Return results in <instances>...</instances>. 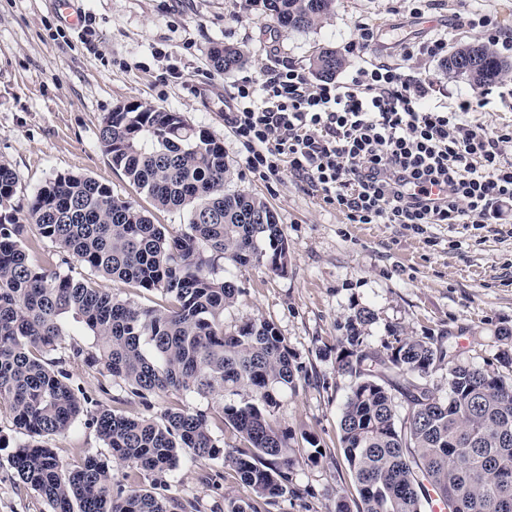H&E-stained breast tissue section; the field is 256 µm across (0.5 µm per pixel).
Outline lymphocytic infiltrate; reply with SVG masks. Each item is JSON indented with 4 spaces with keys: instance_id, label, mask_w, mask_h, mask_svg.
Listing matches in <instances>:
<instances>
[{
    "instance_id": "lymphocytic-infiltrate-1",
    "label": "lymphocytic infiltrate",
    "mask_w": 512,
    "mask_h": 512,
    "mask_svg": "<svg viewBox=\"0 0 512 512\" xmlns=\"http://www.w3.org/2000/svg\"><path fill=\"white\" fill-rule=\"evenodd\" d=\"M430 80L386 62L313 83L290 64L237 84L226 120L261 177L289 171L352 224L482 230L512 223V128L472 117L483 102L430 104Z\"/></svg>"
}]
</instances>
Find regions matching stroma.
<instances>
[{"label": "stroma", "instance_id": "35a3bbf8", "mask_svg": "<svg viewBox=\"0 0 512 512\" xmlns=\"http://www.w3.org/2000/svg\"><path fill=\"white\" fill-rule=\"evenodd\" d=\"M477 8L496 18L503 37L512 40V0H430L421 17L413 14L411 0H336L334 13L305 31L281 28L253 0H0V160L17 176V202L27 203L55 175L80 173L150 208L154 223L181 229L185 212L151 209L101 146L103 116L138 101L208 130L224 145L229 189L261 197L276 213L288 241L285 271H271L264 262L224 268L242 290L224 312L226 329L253 317L273 321L299 367L296 388L281 399L276 419L293 435V485L302 494L279 498L271 512H327L332 489L348 501L359 498L338 445L341 406L357 376L336 369L341 326L358 309L374 315L365 350L384 352L398 335L431 336L458 362L512 382V236L469 233L451 224H434L418 235L398 224L348 223L289 173L269 181L253 174L224 119V102L235 84L260 77L276 59L305 70L315 51L326 47L344 52L348 66H355L358 58L347 48L365 23L377 33L368 57L407 63L433 81L434 102L456 106L477 90L473 84L449 76L440 61L404 60L402 49L426 40L435 28L447 31L452 48L482 42L479 30L465 25ZM84 13L94 20L90 42L66 20ZM222 42L245 49L248 64L214 69L208 50ZM172 67L180 78L168 77ZM479 90L484 106L477 120L493 132L512 126V74ZM92 342L79 330L61 340L58 354L72 383L116 412L144 414L121 381L100 391L98 372L73 357V348ZM22 440L0 405V512H50L15 477L11 456ZM49 445L69 465L105 449L83 415ZM316 445L326 448L327 457L315 464L308 455ZM164 493L194 503L197 512H224L225 498L250 491L223 458L185 455Z\"/></svg>", "mask_w": 512, "mask_h": 512}]
</instances>
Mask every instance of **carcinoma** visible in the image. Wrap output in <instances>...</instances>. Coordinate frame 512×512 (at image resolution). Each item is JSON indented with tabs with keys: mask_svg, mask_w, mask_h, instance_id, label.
<instances>
[{
	"mask_svg": "<svg viewBox=\"0 0 512 512\" xmlns=\"http://www.w3.org/2000/svg\"><path fill=\"white\" fill-rule=\"evenodd\" d=\"M278 24L307 30L331 15L336 0H252ZM477 54L463 74L458 59ZM218 71L248 61L234 45L210 50ZM345 59L333 48L312 58L316 77L335 78ZM444 68L476 86L512 72V62L483 44L459 47ZM100 142L119 169L159 210L188 214L171 232L148 210L116 196L112 188L81 174L49 178L18 210L17 176L0 160V404H5L23 443L12 467L24 487L40 495L52 512H183L185 506L145 488L139 475L171 474L181 455L215 459L214 430L229 429L243 443L224 452V465L251 489L230 499L224 512H270L291 493L296 459L288 432L275 424L281 398L296 388L299 367L275 324L253 318L224 327V310L241 289L218 277L219 262L246 267L262 261L260 244L272 250L271 268L284 271L288 243L276 213L261 198L229 192L224 146L183 115L128 102L101 123ZM33 224L80 266L78 275L48 273L24 248ZM110 278L133 288L157 290L163 303L142 306L98 287ZM366 308L345 323L336 346V368L358 373L341 408L339 443L358 487L350 506L336 494L333 512H422L433 496L448 505L461 500L465 512H512V386L499 376L460 365L434 339L398 338L386 355L363 353ZM94 337L89 350L73 356L103 377L120 380L129 393L148 397L181 393L211 401L205 409L169 408L156 415L128 416L74 389L52 357L66 327ZM448 362V396L422 383L428 370ZM396 370L414 377L404 387L407 417H398L390 389L376 377ZM110 456L85 455L64 464L50 438L66 434L78 416ZM136 469L118 480L112 460Z\"/></svg>",
	"mask_w": 512,
	"mask_h": 512,
	"instance_id": "cac0c4a2",
	"label": "carcinoma"
}]
</instances>
